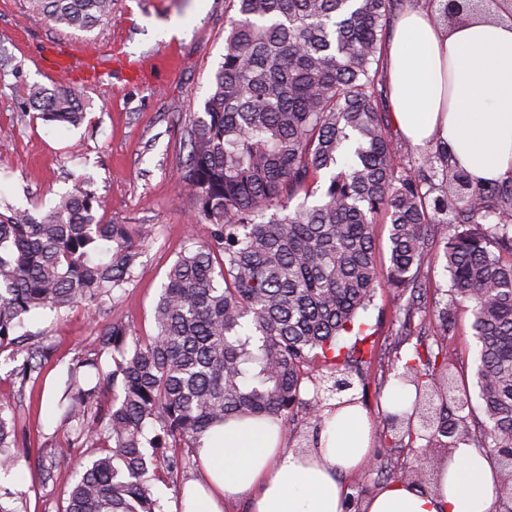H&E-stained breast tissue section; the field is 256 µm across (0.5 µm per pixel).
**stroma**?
<instances>
[{"label":"stroma","mask_w":512,"mask_h":512,"mask_svg":"<svg viewBox=\"0 0 512 512\" xmlns=\"http://www.w3.org/2000/svg\"><path fill=\"white\" fill-rule=\"evenodd\" d=\"M27 7V0H0V196L43 214L81 178L104 200L103 222L152 231L134 282L103 297L95 315L76 306L29 319L28 329L47 336L52 347L38 383L20 386L0 365V397L21 395L28 439L26 455L0 482L27 512H63L70 472L45 484L40 468L51 451L69 363L112 318L124 319L137 335L152 333L169 267L190 240L207 237L205 223L195 218V197L177 176L188 153L189 118L202 111L224 60L226 22L224 0H112L110 19L89 32L28 17ZM61 49L76 65L65 77L47 68ZM40 88L74 91L85 120L77 126L43 121L31 105ZM403 303L382 288L366 314L380 357L412 350L433 335L428 327L422 337L395 340L391 319ZM471 323L470 310L459 309L455 334L444 343L456 376L468 384L476 358Z\"/></svg>","instance_id":"35a3bbf8"}]
</instances>
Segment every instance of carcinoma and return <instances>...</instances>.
I'll return each mask as SVG.
<instances>
[{
    "mask_svg": "<svg viewBox=\"0 0 512 512\" xmlns=\"http://www.w3.org/2000/svg\"><path fill=\"white\" fill-rule=\"evenodd\" d=\"M30 16L90 31L112 0H28ZM426 8L445 23L464 0H224L229 30L202 113L188 130L181 182L196 193L208 240L188 246L166 274L154 333L114 319L68 366L43 482L77 466L72 450L97 448L68 492L65 512H164L152 481L177 482L210 429L234 415L275 416L292 435L307 418L324 424L334 400L366 387L376 360L359 319L377 288L410 293L391 321L406 340L421 311L418 268L440 246L450 300L420 324L434 345L387 365L414 388V427L386 414L389 450L467 441L500 466L512 455V182L476 185L441 148L399 152L391 135L382 55L397 10ZM47 122L78 125L85 113L62 88L37 91ZM104 202L79 184L48 213L0 212V356L20 384L44 375L50 348L23 331L41 309L95 303L130 283L145 227L106 224ZM387 224L388 263L374 227ZM468 305L479 346L476 377L488 424H472L463 385L446 375L443 341L454 309ZM355 337L350 347L341 345ZM114 368L106 372L105 356ZM313 385L304 397L305 382ZM112 388V403L101 395ZM15 401L0 399V470L25 447Z\"/></svg>",
    "mask_w": 512,
    "mask_h": 512,
    "instance_id": "1",
    "label": "carcinoma"
}]
</instances>
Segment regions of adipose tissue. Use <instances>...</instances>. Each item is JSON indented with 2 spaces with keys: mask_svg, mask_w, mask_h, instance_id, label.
Segmentation results:
<instances>
[{
  "mask_svg": "<svg viewBox=\"0 0 512 512\" xmlns=\"http://www.w3.org/2000/svg\"><path fill=\"white\" fill-rule=\"evenodd\" d=\"M392 120L416 146L448 149L476 183L512 179V16L443 24L422 9L398 16L384 51ZM373 426L343 407L313 447L289 448L273 418L230 417L203 438L204 478L184 486L172 512H224L248 496L250 512H344V475L366 467ZM500 481L485 450L458 444L430 488L395 481L361 512H493Z\"/></svg>",
  "mask_w": 512,
  "mask_h": 512,
  "instance_id": "1",
  "label": "adipose tissue"
}]
</instances>
